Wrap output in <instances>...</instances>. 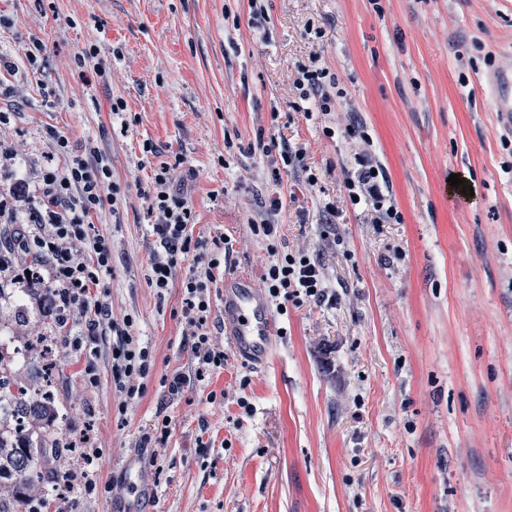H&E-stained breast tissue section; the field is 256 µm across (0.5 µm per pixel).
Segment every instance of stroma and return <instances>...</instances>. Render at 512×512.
<instances>
[{"mask_svg": "<svg viewBox=\"0 0 512 512\" xmlns=\"http://www.w3.org/2000/svg\"><path fill=\"white\" fill-rule=\"evenodd\" d=\"M90 45L104 74L76 61ZM0 51L14 62L0 140L21 145L27 174L65 163L50 128L109 157L121 198L91 218L112 245L104 300L154 359L129 401L109 336L92 384L54 324L14 364L60 415L43 444L84 433L102 452L96 487L62 512H142L128 461L153 512H512V124L488 84L512 68V0H0ZM314 64L343 91L327 112L299 97ZM365 149L402 223L351 204L343 178ZM164 164L194 237L228 239L225 274L262 288L271 256L251 227L270 219L279 250L319 260L328 294L289 303L266 364L225 344L223 369L175 395L164 379L192 368L190 263L150 286L142 195ZM453 173L473 196L450 190Z\"/></svg>", "mask_w": 512, "mask_h": 512, "instance_id": "stroma-1", "label": "stroma"}]
</instances>
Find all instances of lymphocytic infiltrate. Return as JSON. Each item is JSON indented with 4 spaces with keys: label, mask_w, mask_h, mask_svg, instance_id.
Listing matches in <instances>:
<instances>
[{
    "label": "lymphocytic infiltrate",
    "mask_w": 512,
    "mask_h": 512,
    "mask_svg": "<svg viewBox=\"0 0 512 512\" xmlns=\"http://www.w3.org/2000/svg\"><path fill=\"white\" fill-rule=\"evenodd\" d=\"M355 172L344 179L349 196L371 205L385 220L401 223L402 216L385 194L386 177L369 155H356ZM118 188L112 181L107 159L88 162L79 155L61 166L42 167L36 182L17 180L0 191V224L21 223L23 216L35 218L24 240L26 249L39 253L38 271H15L12 251L0 249V273L10 272L22 284L27 296L48 318L68 328L72 349L95 352L100 336L113 333L117 338L112 358L113 372L127 396L142 388L150 370L149 352L140 343L132 319L116 321L104 301V278L111 270L112 254L108 240L90 232V219L105 205L117 202ZM147 214L158 250L150 264L152 287L169 285L178 261L198 253L201 240L193 238L189 226L192 208L173 188L172 168L160 166L145 194ZM271 260L262 277L266 292L283 300H321L326 295L320 263L300 253L271 249ZM221 268L219 257L189 267L183 280L182 316L196 341L192 347L193 375L178 374L169 383L179 392L190 380H204L224 358L223 345L214 342L207 328L211 312L210 289Z\"/></svg>",
    "instance_id": "lymphocytic-infiltrate-1"
}]
</instances>
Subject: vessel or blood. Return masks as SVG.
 Instances as JSON below:
<instances>
[{"label":"vessel or blood","mask_w":512,"mask_h":512,"mask_svg":"<svg viewBox=\"0 0 512 512\" xmlns=\"http://www.w3.org/2000/svg\"><path fill=\"white\" fill-rule=\"evenodd\" d=\"M490 83L495 111L512 118V68L495 72ZM224 335L245 361L262 365L269 358L277 320L268 298L248 278L225 279L221 290Z\"/></svg>","instance_id":"obj_1"}]
</instances>
